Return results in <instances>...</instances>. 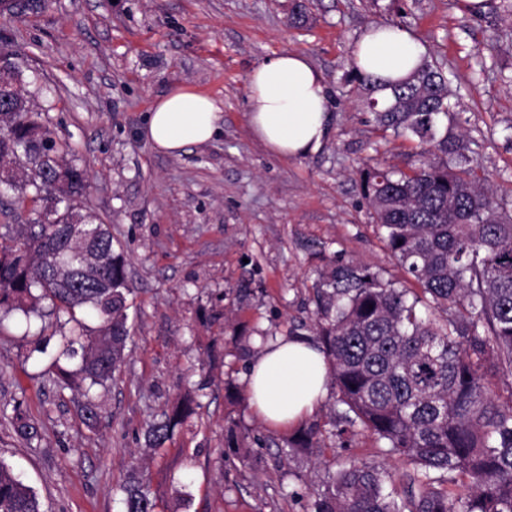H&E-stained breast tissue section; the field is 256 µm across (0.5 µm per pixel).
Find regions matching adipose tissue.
Listing matches in <instances>:
<instances>
[{
    "mask_svg": "<svg viewBox=\"0 0 512 512\" xmlns=\"http://www.w3.org/2000/svg\"><path fill=\"white\" fill-rule=\"evenodd\" d=\"M424 47L405 28L374 25L356 45L363 72L393 80L420 65ZM248 123L254 136L282 159L317 152L331 129L329 88L305 56L268 57L247 77ZM222 108L209 96L177 89L159 99L142 135L154 150L178 155L209 142L220 128ZM329 361L310 341L281 339L265 347L246 378L251 406L271 429L287 432L312 414L328 392Z\"/></svg>",
    "mask_w": 512,
    "mask_h": 512,
    "instance_id": "1",
    "label": "adipose tissue"
}]
</instances>
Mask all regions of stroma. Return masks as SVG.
I'll list each match as a JSON object with an SVG mask.
<instances>
[{
	"label": "stroma",
	"instance_id": "35a3bbf8",
	"mask_svg": "<svg viewBox=\"0 0 512 512\" xmlns=\"http://www.w3.org/2000/svg\"><path fill=\"white\" fill-rule=\"evenodd\" d=\"M48 0L32 18L0 15V50L55 87L47 117L86 167L96 212L124 247L133 291L126 359L100 419L58 388L40 354L39 323L0 322V409L21 404L33 443L0 421V460L45 512H124L127 467L144 473L156 512H311L314 490L356 456L336 435V394L305 422L321 447L289 451L288 434L255 415L244 380L264 341L312 339L314 295L336 263L407 276L364 199L362 164L406 168L418 144L385 137L349 75L374 23L398 25L445 71L458 129L477 142L473 167L512 204V17L458 13L457 0ZM306 55L329 86L331 132L315 153L281 160L247 124L249 72L273 53ZM183 88L221 104L210 142L163 155L140 130L156 100ZM192 392L199 408L165 448L144 445L149 421ZM234 426L250 454L224 445Z\"/></svg>",
	"mask_w": 512,
	"mask_h": 512
}]
</instances>
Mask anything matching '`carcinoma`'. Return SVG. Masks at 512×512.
<instances>
[{"label": "carcinoma", "mask_w": 512, "mask_h": 512, "mask_svg": "<svg viewBox=\"0 0 512 512\" xmlns=\"http://www.w3.org/2000/svg\"><path fill=\"white\" fill-rule=\"evenodd\" d=\"M309 21L302 0L288 18ZM350 81L381 127L417 140L405 172H359L363 197L391 256L418 285L397 288L379 272L338 265L317 292L315 335L343 406L345 447L368 433L406 470L354 459L315 492L313 512H512V398L495 394L512 376V214L471 166L473 141L455 129L443 70L427 59L399 81L353 68ZM24 88L22 71L0 77V313L69 326L50 363L61 389L80 393L87 426L99 413L92 391L107 389L124 361L127 258L89 205L86 169L69 161ZM429 308L447 314L439 324ZM191 400L147 425L159 449L192 414ZM32 443L40 427L21 405L7 417ZM319 446L314 429L288 441ZM125 512H156L136 466L122 487ZM0 512H43L36 492L0 460Z\"/></svg>", "instance_id": "1"}]
</instances>
